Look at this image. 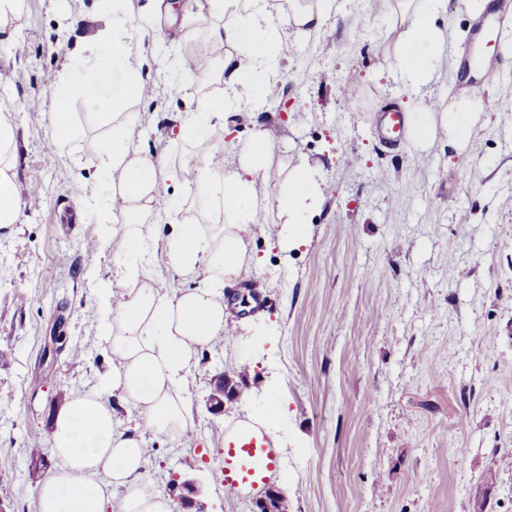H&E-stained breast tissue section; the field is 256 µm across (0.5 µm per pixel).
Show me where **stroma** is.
<instances>
[{"mask_svg":"<svg viewBox=\"0 0 512 512\" xmlns=\"http://www.w3.org/2000/svg\"><path fill=\"white\" fill-rule=\"evenodd\" d=\"M25 0L0 34V111L16 128L15 171L23 208L0 238V512H37L28 451H43L44 473L62 462L51 448L56 411L74 396L106 390L109 354L98 339L96 296L115 264L87 251L102 225L94 206L110 179L99 154L108 125L71 102L72 130L60 143L50 120L64 73L84 64L100 15L121 9L148 99L131 98L136 150L162 157L166 189L183 214L216 229L220 207L185 191L200 159L178 136L198 100L224 96V60L239 46L219 40L224 16L209 0ZM394 0H336L320 34L297 35L280 20L279 65L288 105L266 102L228 113L209 127L216 147L248 142L260 125L279 144L258 188L269 200L248 242L249 262L225 283L243 293L265 282L267 304L225 303L228 331L198 354L183 381L194 442L146 434L147 490L178 501L191 480L204 512H258L253 495L228 496L213 479L226 436L280 407L267 429L279 457L267 480L286 512H512V52L492 55L478 81L460 69L472 54L474 23L443 0L435 24L445 42L394 47ZM216 52L208 78L178 72L188 40ZM428 57L431 76L410 85L403 53ZM467 87L499 109L469 126L467 144L410 141L380 146L376 111L409 112L448 101ZM312 169L315 202L300 217L299 243L282 247L271 226L287 176ZM60 353L46 356L56 322ZM82 349L73 357L72 349ZM252 370L241 373V364ZM229 391L213 404L216 380ZM489 486L486 505L472 490Z\"/></svg>","mask_w":512,"mask_h":512,"instance_id":"stroma-1","label":"stroma"}]
</instances>
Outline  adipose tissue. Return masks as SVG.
Returning a JSON list of instances; mask_svg holds the SVG:
<instances>
[{
	"label": "adipose tissue",
	"mask_w": 512,
	"mask_h": 512,
	"mask_svg": "<svg viewBox=\"0 0 512 512\" xmlns=\"http://www.w3.org/2000/svg\"><path fill=\"white\" fill-rule=\"evenodd\" d=\"M396 2L392 31L397 45L442 46L444 37L433 23L441 0ZM211 5L229 18L224 26L227 42L240 46L249 61L273 64L280 49L278 32L271 24L261 30L256 27L258 19L271 13V0H211ZM333 9L334 0H288V19L298 34L308 36L321 31ZM102 25L112 30L108 52L89 57L90 77L62 79L53 96L50 121L64 142L71 133L59 115L71 101L99 112L101 120L111 125L112 137L103 141L100 154L115 181L97 209L104 217L117 205L149 213L164 199L165 169L154 156L133 149L134 121L121 109L124 100L144 96L147 88L130 62L133 48L121 27L107 18ZM224 68L232 98L204 102L201 111L182 122L180 137L198 146L203 161L187 184V193L201 205L223 207L227 222L220 233L209 235L180 216L178 208L168 207L176 227L164 246L169 268L186 280L205 276L207 284L174 292L165 280L148 279L147 248L158 236L156 225L130 224L121 233L107 226L93 240V252L109 250L118 259L112 279L97 297L100 336L112 360V388L141 405L143 422L132 429L120 428L106 395L72 398L55 416L51 431V446L65 465L39 483L38 512H171L168 500L146 490L142 433L182 438L192 429L190 407L177 390L198 351L228 329L224 283L237 277L249 260L247 242L267 206L257 178L276 144L271 128L259 130L238 149L233 166L216 158L214 150L202 148L210 124L223 122L225 112L248 102L238 79L239 62L225 60ZM487 109V100L465 90L449 95L445 107L420 105L409 119L412 141L419 150H428L438 132L460 134ZM15 151V127L0 113V235L11 232L21 214L14 182ZM314 196L308 168L295 169L277 197L279 239H299V217ZM133 240L138 249H130Z\"/></svg>",
	"instance_id": "obj_1"
}]
</instances>
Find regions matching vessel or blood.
Wrapping results in <instances>:
<instances>
[{"instance_id":"b4317fda","label":"vessel or blood","mask_w":512,"mask_h":512,"mask_svg":"<svg viewBox=\"0 0 512 512\" xmlns=\"http://www.w3.org/2000/svg\"><path fill=\"white\" fill-rule=\"evenodd\" d=\"M372 131L381 146L396 147L405 131V118L398 111L378 112ZM275 455L272 439L265 429H243L227 448L215 470V476L225 490L232 494L258 492L264 485L266 473Z\"/></svg>"}]
</instances>
